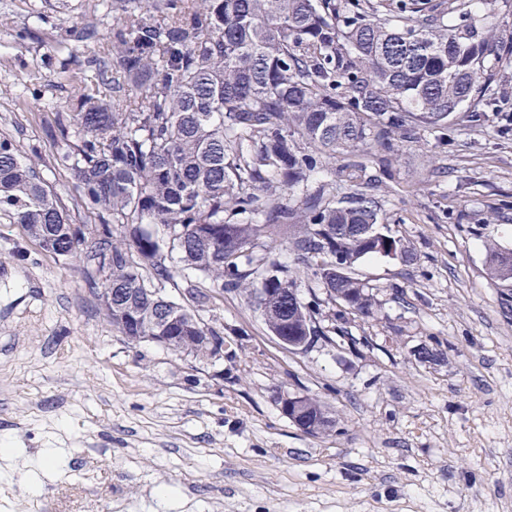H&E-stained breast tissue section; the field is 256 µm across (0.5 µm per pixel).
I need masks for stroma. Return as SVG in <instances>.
<instances>
[{"label": "stroma", "mask_w": 512, "mask_h": 512, "mask_svg": "<svg viewBox=\"0 0 512 512\" xmlns=\"http://www.w3.org/2000/svg\"><path fill=\"white\" fill-rule=\"evenodd\" d=\"M115 22L110 0H0V138L40 158L75 224L98 219L46 124L77 86L116 80ZM504 75L479 121L415 129L384 174L365 157L414 255L358 260L370 316L337 315L287 228L267 239L315 312L304 350L241 290L193 305L223 359L130 341L85 263L0 219V512H512V280L488 274L489 246L512 250V64ZM295 395L321 401L328 434L283 414Z\"/></svg>", "instance_id": "1"}]
</instances>
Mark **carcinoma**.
<instances>
[{
    "mask_svg": "<svg viewBox=\"0 0 512 512\" xmlns=\"http://www.w3.org/2000/svg\"><path fill=\"white\" fill-rule=\"evenodd\" d=\"M512 0H112L115 67L134 98L83 86L48 130L81 205L112 225L95 254L112 273V326L146 341L175 317L180 352L195 348V320L160 292L178 271L166 254L219 291L251 289L277 262L259 239L286 225L314 264L370 254L353 224L381 223L358 182L360 147L392 151L416 127L445 130L491 107L512 58L497 2ZM160 18H154V14ZM352 171L336 199V158ZM324 176L317 186L310 179ZM54 256L82 259L68 214L19 145L0 139V217ZM154 225L162 232L149 229ZM232 237L224 239V230ZM488 248L491 278L512 279ZM341 287L372 313L356 277Z\"/></svg>",
    "mask_w": 512,
    "mask_h": 512,
    "instance_id": "obj_1",
    "label": "carcinoma"
}]
</instances>
